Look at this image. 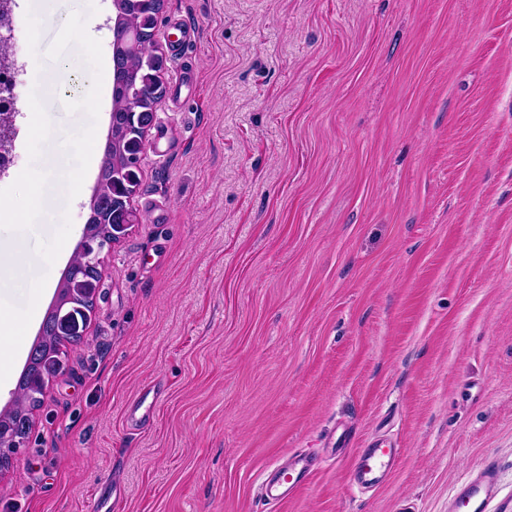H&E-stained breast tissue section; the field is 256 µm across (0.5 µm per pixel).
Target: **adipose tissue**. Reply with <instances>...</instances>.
I'll return each mask as SVG.
<instances>
[{
	"label": "adipose tissue",
	"mask_w": 512,
	"mask_h": 512,
	"mask_svg": "<svg viewBox=\"0 0 512 512\" xmlns=\"http://www.w3.org/2000/svg\"><path fill=\"white\" fill-rule=\"evenodd\" d=\"M97 79L90 70L81 68L71 58H60L52 70L39 78L40 93L44 98H75L79 107L90 110L97 104ZM38 307H30L25 314H17L5 304L0 305V383L10 381L12 370L9 358L19 349V338L28 323L39 320Z\"/></svg>",
	"instance_id": "obj_1"
}]
</instances>
